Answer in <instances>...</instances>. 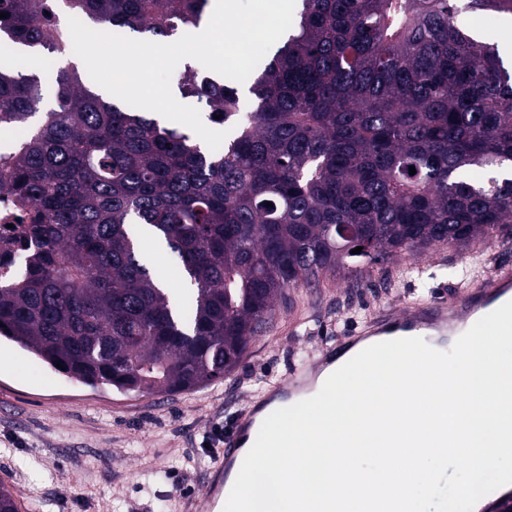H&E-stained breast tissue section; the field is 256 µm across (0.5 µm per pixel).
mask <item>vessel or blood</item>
I'll return each instance as SVG.
<instances>
[{
    "label": "vessel or blood",
    "mask_w": 512,
    "mask_h": 512,
    "mask_svg": "<svg viewBox=\"0 0 512 512\" xmlns=\"http://www.w3.org/2000/svg\"><path fill=\"white\" fill-rule=\"evenodd\" d=\"M512 300V270L493 271L483 282L461 289L449 298L413 303L406 309L385 308L356 328L337 338L317 359L291 371L285 384L272 387L237 417L230 437L215 459L200 495L181 499L179 512H220L232 489L228 479L239 472L253 445L261 418L273 411L315 395L324 383L326 368H339L364 349L384 341L425 337L435 349L447 351L477 320ZM512 506V485L484 497L479 512H505Z\"/></svg>",
    "instance_id": "vessel-or-blood-1"
}]
</instances>
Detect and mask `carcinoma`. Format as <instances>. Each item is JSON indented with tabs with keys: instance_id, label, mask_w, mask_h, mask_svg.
I'll use <instances>...</instances> for the list:
<instances>
[{
	"instance_id": "carcinoma-1",
	"label": "carcinoma",
	"mask_w": 512,
	"mask_h": 512,
	"mask_svg": "<svg viewBox=\"0 0 512 512\" xmlns=\"http://www.w3.org/2000/svg\"><path fill=\"white\" fill-rule=\"evenodd\" d=\"M301 2L253 78L252 111L235 86L192 71L179 83L228 126L221 151L107 99L74 65L54 72L49 102L39 76L0 64V127L18 139L0 187L31 205L0 239L26 259L0 264V339L96 390L193 391L237 367L284 289L344 258L512 223V64L458 21L512 0ZM61 3L104 32L169 37L199 26L209 0ZM1 12V41L73 55L42 0ZM139 225L180 260L181 297L139 259ZM0 512H20L1 481Z\"/></svg>"
}]
</instances>
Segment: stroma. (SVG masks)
Segmentation results:
<instances>
[{
    "label": "stroma",
    "instance_id": "obj_1",
    "mask_svg": "<svg viewBox=\"0 0 512 512\" xmlns=\"http://www.w3.org/2000/svg\"><path fill=\"white\" fill-rule=\"evenodd\" d=\"M512 265V224L463 244L435 243L285 288L240 365L207 387L123 395L91 389L14 343L0 349V481L20 512H176L198 493L245 405L294 367L389 306L449 295Z\"/></svg>",
    "mask_w": 512,
    "mask_h": 512
}]
</instances>
